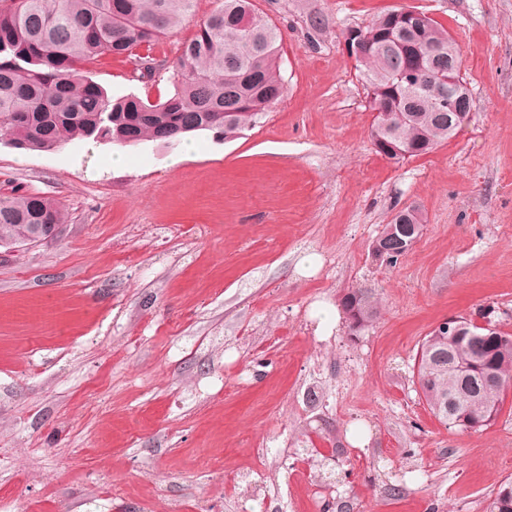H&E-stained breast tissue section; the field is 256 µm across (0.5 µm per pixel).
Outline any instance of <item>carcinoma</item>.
I'll use <instances>...</instances> for the list:
<instances>
[{
  "label": "carcinoma",
  "mask_w": 512,
  "mask_h": 512,
  "mask_svg": "<svg viewBox=\"0 0 512 512\" xmlns=\"http://www.w3.org/2000/svg\"><path fill=\"white\" fill-rule=\"evenodd\" d=\"M194 0H0V135L15 147L49 152L73 138L135 145L162 144L199 131L228 139L254 126L285 95L278 31L252 0H219L180 54L169 63L174 92L151 102L115 97L84 74L104 56H122L143 78L155 64L154 45L193 11ZM449 34L424 12L391 10L363 29L355 59L364 66L368 107L388 114L371 124L372 139L395 143L408 156L448 141V74L462 76L460 52L448 56ZM55 200L40 195L0 197V243L33 242L34 225L61 224ZM423 215L413 206L386 225L387 248L416 240ZM342 307L361 327L378 314L362 290ZM414 369L422 397L438 421L458 431L491 426L512 386V333L469 321L461 336L430 332ZM484 512H512V479L486 499Z\"/></svg>",
  "instance_id": "obj_1"
}]
</instances>
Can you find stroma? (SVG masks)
<instances>
[{
	"instance_id": "stroma-1",
	"label": "stroma",
	"mask_w": 512,
	"mask_h": 512,
	"mask_svg": "<svg viewBox=\"0 0 512 512\" xmlns=\"http://www.w3.org/2000/svg\"><path fill=\"white\" fill-rule=\"evenodd\" d=\"M287 94L237 137L183 146L0 138V195L54 198L50 242L0 248V512H483L512 477V388L491 427H445L413 375L421 340L490 310L512 333V0H253ZM218 0L162 37L174 59ZM406 8L456 41L472 96L456 137L377 153L346 29ZM152 101L171 70L86 64ZM125 163L112 164L114 154ZM415 206L396 264L373 240ZM377 319L329 321L343 294ZM423 215L417 207L408 206L399 210L391 219L390 224H386L381 234H387L389 244L388 249L396 247L395 243L400 240L404 242L418 239L423 228ZM393 228V233H391ZM340 305L343 309L350 305L352 309L355 310L357 320L362 329L371 323L378 314L375 303L359 289L352 290L345 294L340 300Z\"/></svg>"
}]
</instances>
